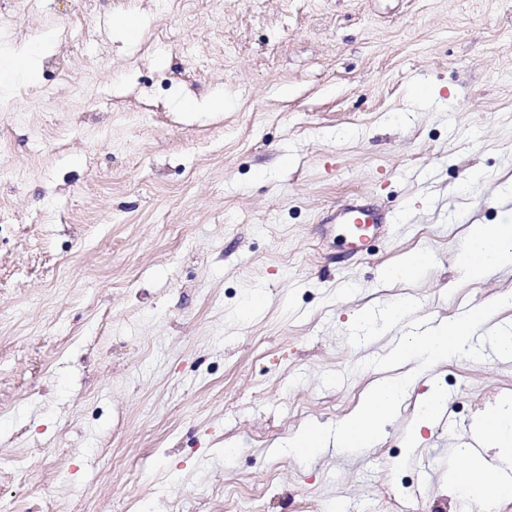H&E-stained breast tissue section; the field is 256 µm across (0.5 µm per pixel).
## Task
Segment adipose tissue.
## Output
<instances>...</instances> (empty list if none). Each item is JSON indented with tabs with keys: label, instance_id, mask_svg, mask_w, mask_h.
I'll use <instances>...</instances> for the list:
<instances>
[{
	"label": "adipose tissue",
	"instance_id": "adipose-tissue-1",
	"mask_svg": "<svg viewBox=\"0 0 512 512\" xmlns=\"http://www.w3.org/2000/svg\"><path fill=\"white\" fill-rule=\"evenodd\" d=\"M464 270L475 281L482 280L501 267L512 265V224H473L468 228L463 247ZM480 434L485 447L496 449L502 459L512 458V400L500 402L483 417ZM458 457L467 462L459 475L466 492L476 500H499L512 497V486L489 478L490 467L469 448L457 449Z\"/></svg>",
	"mask_w": 512,
	"mask_h": 512
}]
</instances>
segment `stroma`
I'll list each match as a JSON object with an SVG mask.
<instances>
[{
    "mask_svg": "<svg viewBox=\"0 0 512 512\" xmlns=\"http://www.w3.org/2000/svg\"><path fill=\"white\" fill-rule=\"evenodd\" d=\"M0 499L20 512H512L470 501L455 448L512 396V360L417 375L382 437L270 458L377 376L356 314L433 325L512 293L471 281L472 224L512 216V0H0ZM139 21L135 37L120 30ZM223 93V109H183ZM385 233L336 244V207ZM431 262L393 279L413 250ZM261 304L247 309L252 294ZM446 424L407 431L429 388ZM49 50L48 41L40 39L26 45L21 50L15 51L18 62L14 64L0 65V73L7 74L9 79L0 83L1 88L10 85L20 76H31L38 69L42 58ZM336 224H343V237L349 243L351 249L361 251L369 240L379 234L381 228L386 224V218L379 210L373 207H365L356 201L341 205ZM347 224L366 225L358 233L349 235L346 233Z\"/></svg>",
    "mask_w": 512,
    "mask_h": 512,
    "instance_id": "1",
    "label": "stroma"
}]
</instances>
